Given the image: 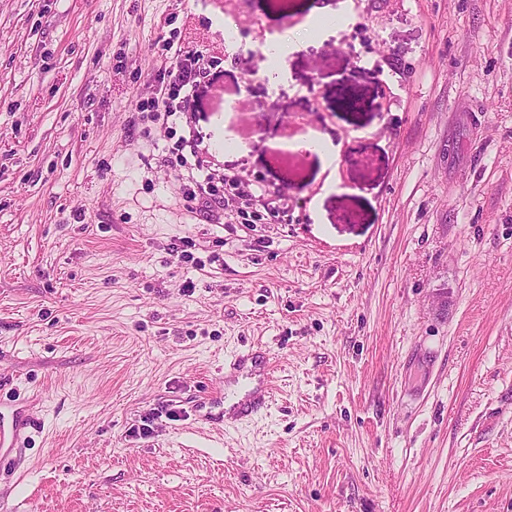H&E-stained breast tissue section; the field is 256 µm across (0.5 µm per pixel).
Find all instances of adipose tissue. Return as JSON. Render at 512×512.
I'll list each match as a JSON object with an SVG mask.
<instances>
[{"instance_id": "1", "label": "adipose tissue", "mask_w": 512, "mask_h": 512, "mask_svg": "<svg viewBox=\"0 0 512 512\" xmlns=\"http://www.w3.org/2000/svg\"><path fill=\"white\" fill-rule=\"evenodd\" d=\"M349 16L344 9L320 8L313 13L310 28L305 37H298L293 31L285 29L275 33L266 44L269 68L266 76L270 81L281 82L287 76L284 66L286 56L299 49L302 41L319 42L337 27L347 23Z\"/></svg>"}]
</instances>
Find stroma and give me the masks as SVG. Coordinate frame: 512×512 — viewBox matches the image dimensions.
Listing matches in <instances>:
<instances>
[{
  "label": "stroma",
  "mask_w": 512,
  "mask_h": 512,
  "mask_svg": "<svg viewBox=\"0 0 512 512\" xmlns=\"http://www.w3.org/2000/svg\"><path fill=\"white\" fill-rule=\"evenodd\" d=\"M318 6L349 23L263 77ZM168 42L212 62L195 128L272 223L197 217L140 111ZM252 349L273 396L226 415ZM18 410L0 512H512V0H0ZM302 41L293 31L284 29L275 33L266 44V54L269 59V69L265 76L273 82L286 79L287 71L284 66L286 56L299 49ZM296 147L297 149H305L317 153L328 165L336 160L334 144L319 136L306 139L297 144Z\"/></svg>",
  "instance_id": "35a3bbf8"
}]
</instances>
